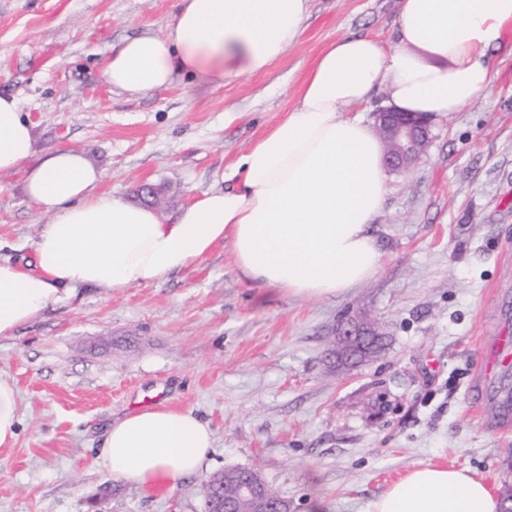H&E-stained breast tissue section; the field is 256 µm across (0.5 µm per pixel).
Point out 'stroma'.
Returning a JSON list of instances; mask_svg holds the SVG:
<instances>
[{
    "mask_svg": "<svg viewBox=\"0 0 512 512\" xmlns=\"http://www.w3.org/2000/svg\"><path fill=\"white\" fill-rule=\"evenodd\" d=\"M177 0H0V94L35 125V148L85 152L100 189L133 198L162 185L163 222L215 184L297 100L331 41L395 42L399 0H309L299 40L263 74L200 93L179 80L140 98L113 92L107 48L164 33ZM491 92L432 121L411 168L389 173L375 221L378 273L343 293L298 298L258 287L230 246L167 281L93 287L0 338L17 391L16 440L0 447V512H202L207 476L251 468L292 512H364L407 471L454 465L512 486V429L469 388L477 338L512 314V43L492 57ZM0 172V261L23 264L50 221ZM366 314L385 351L336 368L338 320ZM214 432L199 475L151 492L112 479L95 454L144 396Z\"/></svg>",
    "mask_w": 512,
    "mask_h": 512,
    "instance_id": "stroma-1",
    "label": "stroma"
}]
</instances>
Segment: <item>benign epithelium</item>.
Listing matches in <instances>:
<instances>
[{
    "mask_svg": "<svg viewBox=\"0 0 512 512\" xmlns=\"http://www.w3.org/2000/svg\"><path fill=\"white\" fill-rule=\"evenodd\" d=\"M375 127L385 145L387 170L399 172L409 168L425 152L431 139L429 121L393 107L374 112ZM339 360H362L377 352L372 341L381 335L379 327L349 316L339 320L334 331ZM240 495L254 505V512H290L291 505L265 482L256 480L240 489Z\"/></svg>",
    "mask_w": 512,
    "mask_h": 512,
    "instance_id": "benign-epithelium-1",
    "label": "benign epithelium"
}]
</instances>
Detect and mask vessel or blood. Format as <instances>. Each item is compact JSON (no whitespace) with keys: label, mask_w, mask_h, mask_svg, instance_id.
<instances>
[{"label":"vessel or blood","mask_w":512,"mask_h":512,"mask_svg":"<svg viewBox=\"0 0 512 512\" xmlns=\"http://www.w3.org/2000/svg\"><path fill=\"white\" fill-rule=\"evenodd\" d=\"M480 347L484 353L485 366L476 376L473 385L488 392L490 400L499 411V427H512V395L491 388L499 374L512 368V330L503 327L493 334L482 336Z\"/></svg>","instance_id":"b4317fda"}]
</instances>
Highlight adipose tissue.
<instances>
[{
    "mask_svg": "<svg viewBox=\"0 0 512 512\" xmlns=\"http://www.w3.org/2000/svg\"><path fill=\"white\" fill-rule=\"evenodd\" d=\"M307 18L308 0H178L164 34L109 46L104 77L132 98L178 78L212 91L265 72ZM511 36L512 0H400L396 44L366 35L327 44L295 108L249 145L223 187L171 224L150 206L100 192L104 172L84 153L36 154L29 117L16 98L0 96V172L25 167L28 198L51 216L33 265L0 262V338L83 289L164 282L224 242L256 286L294 297L368 281L381 266L372 227L389 184L382 143L355 108L381 86L400 111L449 117L489 92L488 54ZM213 446L207 422L160 406L112 422L97 459L116 480L173 489L202 471ZM366 512H500V499L467 469L427 464L391 482Z\"/></svg>",
    "mask_w": 512,
    "mask_h": 512,
    "instance_id": "1",
    "label": "adipose tissue"
}]
</instances>
